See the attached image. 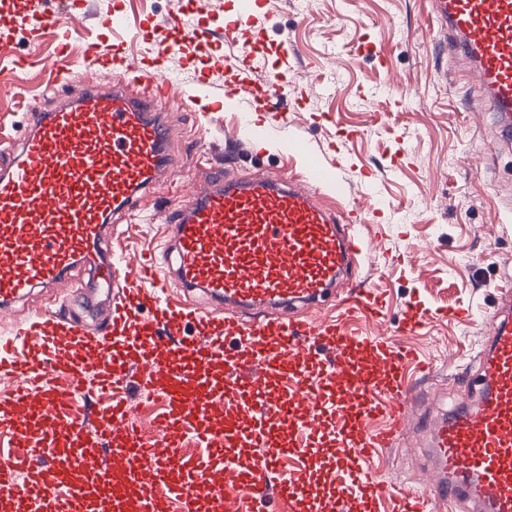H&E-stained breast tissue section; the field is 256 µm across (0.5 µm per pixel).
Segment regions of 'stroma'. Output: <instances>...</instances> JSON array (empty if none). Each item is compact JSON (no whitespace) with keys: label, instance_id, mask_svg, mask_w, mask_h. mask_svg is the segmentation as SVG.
Listing matches in <instances>:
<instances>
[{"label":"stroma","instance_id":"obj_1","mask_svg":"<svg viewBox=\"0 0 512 512\" xmlns=\"http://www.w3.org/2000/svg\"><path fill=\"white\" fill-rule=\"evenodd\" d=\"M83 7V33L64 48L73 62H81L88 44L111 39L135 58L158 53L160 36L145 34L141 23L164 17L165 0H83ZM117 8L128 25L115 33L105 21ZM262 13L265 31L246 34L247 53L285 81L302 82L287 100L288 134L310 139L323 161L339 159L348 195L378 207V223L363 231L382 249L361 267V276L388 292L394 319L415 302L475 312L469 322L438 320L402 339L433 364L430 374L416 377L430 413L449 408L484 340L482 311L494 304L498 288L512 289V153L494 154L490 116L470 111L478 92L457 61L440 51L428 0H264ZM370 44L386 54L395 89H387L381 70L364 56ZM288 47L296 49L295 57L284 58ZM58 49L54 32L44 31L34 46L20 42L0 50V117L11 113L22 83L37 107H49L40 61ZM225 53L220 43L185 40L166 66L186 79L210 68L220 85L240 75L238 62H225ZM329 75L336 78L332 94L321 83ZM169 117L186 128L173 147L181 164L165 187L171 199L215 135L197 133L180 101L170 103ZM340 122L363 130L343 153ZM488 156L490 169L477 174L473 160ZM165 236V225L140 217L116 225L110 245L116 254L143 251ZM378 464L386 477L418 484L427 466L420 436L384 449Z\"/></svg>","mask_w":512,"mask_h":512}]
</instances>
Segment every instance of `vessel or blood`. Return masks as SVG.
Returning a JSON list of instances; mask_svg holds the SVG:
<instances>
[{"label": "vessel or blood", "instance_id": "obj_1", "mask_svg": "<svg viewBox=\"0 0 512 512\" xmlns=\"http://www.w3.org/2000/svg\"><path fill=\"white\" fill-rule=\"evenodd\" d=\"M451 55L479 88L500 149L512 148V0H430ZM257 16L243 11L187 38L235 44ZM0 27L27 39L69 40L75 16L51 0H25ZM225 85L240 120L224 159L197 165L173 202L155 208L168 239L147 252L112 254L114 224L140 215L174 165V97L194 110L210 76L191 88L117 43L90 45L81 68L43 61L57 99L46 110L18 99L24 133L0 147V318L36 289L66 288L78 267L92 296L82 313L43 306L0 336V504L16 512H512V295L483 314L487 336L463 393L437 417L415 410L398 342L464 308L413 304L389 320L387 299L356 273L372 251L375 213L344 204L345 187L308 138L285 153L302 175L229 164L260 155L288 125V85L244 57ZM76 97H67L70 87ZM201 300H194V293ZM103 320H94L96 310ZM378 327L377 335L364 332ZM277 394H268V387ZM151 390L166 411L156 435L137 423L130 391ZM421 430L430 461L418 489L384 476L381 449ZM207 448L190 459L186 439ZM297 456L285 469L283 458Z\"/></svg>", "mask_w": 512, "mask_h": 512}]
</instances>
